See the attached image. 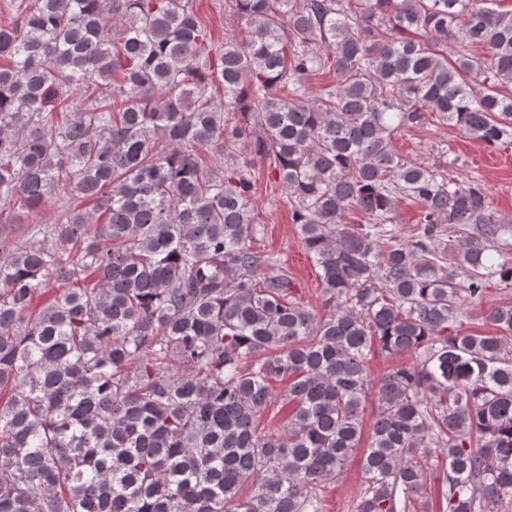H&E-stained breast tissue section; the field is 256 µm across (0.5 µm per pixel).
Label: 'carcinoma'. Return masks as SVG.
<instances>
[{
	"mask_svg": "<svg viewBox=\"0 0 512 512\" xmlns=\"http://www.w3.org/2000/svg\"><path fill=\"white\" fill-rule=\"evenodd\" d=\"M195 2L21 0L0 25V203L93 201L0 243V512H324L370 398L353 512H415L433 485L443 512H512V305L494 336L453 329L512 284L502 225L480 185L392 147L431 115L512 138V12L225 0L247 30L218 46ZM267 160L320 313L254 247ZM400 193L421 206L405 242ZM376 347L415 361L374 379ZM279 379L288 418L261 428Z\"/></svg>",
	"mask_w": 512,
	"mask_h": 512,
	"instance_id": "carcinoma-1",
	"label": "carcinoma"
}]
</instances>
